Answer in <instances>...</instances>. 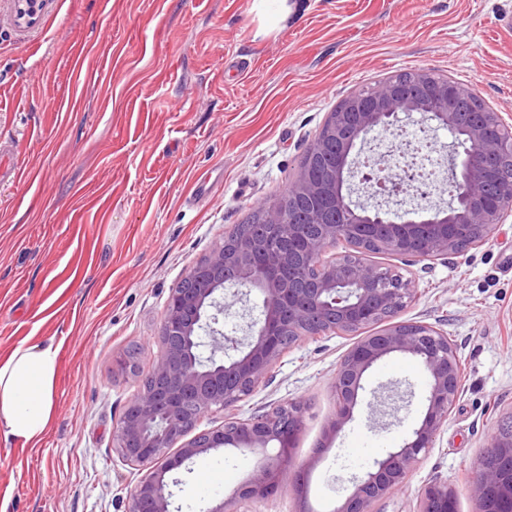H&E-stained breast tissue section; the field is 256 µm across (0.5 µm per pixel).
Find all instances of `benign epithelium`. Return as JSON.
I'll use <instances>...</instances> for the list:
<instances>
[{"mask_svg":"<svg viewBox=\"0 0 512 512\" xmlns=\"http://www.w3.org/2000/svg\"><path fill=\"white\" fill-rule=\"evenodd\" d=\"M413 113L450 130L461 144L454 167L462 192L419 221L396 223L352 195L367 179L387 197L402 190L404 181L382 167L359 175V150L374 130L388 129L400 115ZM511 130L473 88L436 79L428 71L415 72L408 82L395 75L372 91L351 94L338 111L328 113L309 150L318 155L332 148L330 177H314L308 167L293 181L294 196L312 203L304 221L268 205L258 233H226L224 245L191 267V285L172 289L160 330V358L114 433L122 459L148 470L131 492L129 512H171V487L179 480L166 475L212 450H247L258 462L245 482L204 512H234L235 502L275 491L292 463L307 403L274 404L249 418L232 408L265 382L292 343L329 332H365L336 368L332 390L337 409L329 436L351 420L365 374L381 359L405 355L428 377L418 427L401 446L375 459L363 477L352 480L350 494L332 512H370L373 502L402 487L419 455L433 447L448 423L462 391L461 363L446 332L402 319L416 298L412 281L377 266L367 254L377 243L421 261L458 257L488 243L496 228L512 218V182L503 184L502 167L503 158L512 155V136H505ZM341 240L350 250L321 260ZM253 291L261 298L259 317L247 325V342L242 343L218 328L219 316L224 295ZM404 403L398 387L390 385L372 392L368 406L375 413ZM214 407L228 410L224 425L189 436ZM484 456L496 466H479L469 487L478 512H485L490 500L497 502L498 512H512V429L493 436ZM421 504L420 512H457V491L432 479L422 489Z\"/></svg>","mask_w":512,"mask_h":512,"instance_id":"benign-epithelium-1","label":"benign epithelium"}]
</instances>
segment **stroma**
Listing matches in <instances>:
<instances>
[{
	"instance_id": "obj_1",
	"label": "stroma",
	"mask_w": 512,
	"mask_h": 512,
	"mask_svg": "<svg viewBox=\"0 0 512 512\" xmlns=\"http://www.w3.org/2000/svg\"><path fill=\"white\" fill-rule=\"evenodd\" d=\"M288 3L268 33L276 0H64L38 51L0 41V144L21 171L0 181V361L22 345L58 350L48 432L35 443L0 437V512H128L143 473L113 434L161 355L172 289L288 187L349 94L426 69L473 87L512 124V0ZM372 260L412 280L406 318L454 340L463 392L433 448L371 512H419L435 477L457 489L458 512H476L468 486L512 420V222L457 258ZM354 341L297 342L240 402L243 417L279 401L309 408L278 491L238 512H332L350 477L417 427L425 373L397 354L370 370L351 421L327 439L331 385ZM131 349L139 371L126 375L116 360ZM389 383L411 405L386 427L366 402ZM256 461L196 457L174 506L204 512Z\"/></svg>"
}]
</instances>
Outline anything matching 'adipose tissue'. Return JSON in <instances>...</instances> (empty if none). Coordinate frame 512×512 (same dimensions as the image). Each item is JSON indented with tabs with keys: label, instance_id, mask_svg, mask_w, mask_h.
<instances>
[{
	"label": "adipose tissue",
	"instance_id": "1",
	"mask_svg": "<svg viewBox=\"0 0 512 512\" xmlns=\"http://www.w3.org/2000/svg\"><path fill=\"white\" fill-rule=\"evenodd\" d=\"M57 351L50 345L16 348L0 361V436L32 442L50 426L54 413Z\"/></svg>",
	"mask_w": 512,
	"mask_h": 512
}]
</instances>
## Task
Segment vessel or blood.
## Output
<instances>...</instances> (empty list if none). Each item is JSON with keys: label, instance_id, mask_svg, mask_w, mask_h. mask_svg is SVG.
Masks as SVG:
<instances>
[{"label": "vessel or blood", "instance_id": "1", "mask_svg": "<svg viewBox=\"0 0 512 512\" xmlns=\"http://www.w3.org/2000/svg\"><path fill=\"white\" fill-rule=\"evenodd\" d=\"M62 8V0H0V32L30 48L40 46Z\"/></svg>", "mask_w": 512, "mask_h": 512}]
</instances>
